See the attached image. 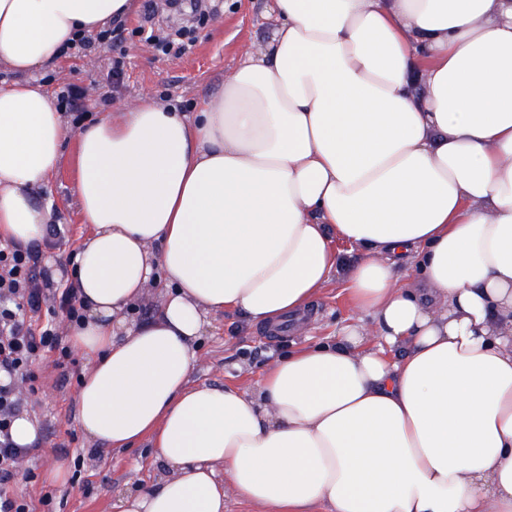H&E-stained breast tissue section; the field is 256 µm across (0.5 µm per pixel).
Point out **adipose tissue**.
Instances as JSON below:
<instances>
[{
  "label": "adipose tissue",
  "mask_w": 512,
  "mask_h": 512,
  "mask_svg": "<svg viewBox=\"0 0 512 512\" xmlns=\"http://www.w3.org/2000/svg\"><path fill=\"white\" fill-rule=\"evenodd\" d=\"M132 7L0 0V62L51 64ZM270 12L193 120L143 97L75 127L28 82L0 90V241H42L36 191L77 146L79 426L171 470L116 506L512 512V0ZM339 270L334 340L250 392L191 382L209 315L277 327ZM161 278L160 315L129 322Z\"/></svg>",
  "instance_id": "adipose-tissue-1"
}]
</instances>
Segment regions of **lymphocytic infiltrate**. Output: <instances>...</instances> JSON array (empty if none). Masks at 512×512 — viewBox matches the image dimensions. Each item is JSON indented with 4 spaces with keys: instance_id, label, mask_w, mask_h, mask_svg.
<instances>
[{
    "instance_id": "obj_1",
    "label": "lymphocytic infiltrate",
    "mask_w": 512,
    "mask_h": 512,
    "mask_svg": "<svg viewBox=\"0 0 512 512\" xmlns=\"http://www.w3.org/2000/svg\"><path fill=\"white\" fill-rule=\"evenodd\" d=\"M82 302L73 286L51 279L40 246L0 248V490L11 483L27 449L14 443L12 419L23 401L18 381L36 382L32 366L46 352H57L55 368L70 356L56 321L80 319Z\"/></svg>"
}]
</instances>
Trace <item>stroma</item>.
I'll return each mask as SVG.
<instances>
[{"instance_id":"35a3bbf8","label":"stroma","mask_w":512,"mask_h":512,"mask_svg":"<svg viewBox=\"0 0 512 512\" xmlns=\"http://www.w3.org/2000/svg\"><path fill=\"white\" fill-rule=\"evenodd\" d=\"M268 3L269 0H224L218 10L219 20L194 25L195 40L178 59L132 36L113 43L106 52L97 50L85 57L63 54L52 64L23 77L1 63L0 87L23 78L49 94L62 82L86 89L83 109L88 122L109 111V104L102 100L107 93L116 101L132 100L146 93L162 104L191 113L203 99L222 88L225 77L237 67L248 46L263 43L268 32ZM117 60L123 63V81L115 88L109 85L107 73ZM76 169V146L65 143L55 174L38 193L39 203L52 208L61 223L70 228L67 240L46 252L48 260L65 275L71 274L73 268L70 254L77 252L81 238L88 232L75 201ZM341 288V278H334L320 301L311 306L308 323L312 337H327L348 316L349 310L339 295ZM304 337L292 327L272 335L259 328H245L233 317L214 315L198 343L201 361L192 380L252 388L282 347H296ZM89 367V358L78 351L73 352L65 377L50 360L40 358L34 364L41 385L38 401L22 404L21 409L38 421L41 442L7 489L9 497L26 500L33 512H116L118 492L153 485L166 472L155 461L149 442L131 449L102 450L80 431L77 378ZM57 463L65 465L68 480L54 486L46 481L45 473ZM48 491L55 498L47 508L40 499Z\"/></svg>"}]
</instances>
